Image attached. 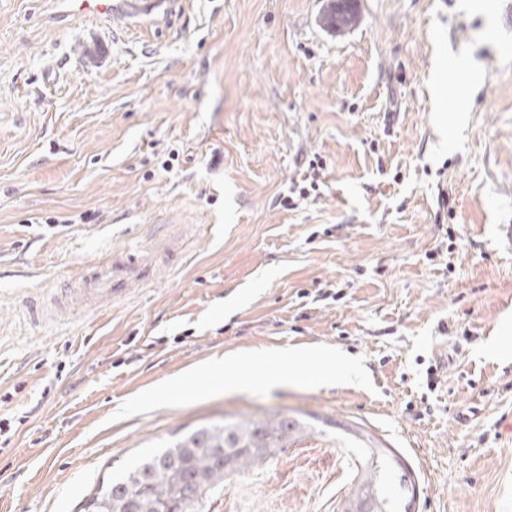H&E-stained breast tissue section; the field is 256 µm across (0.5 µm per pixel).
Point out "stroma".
<instances>
[{"label":"stroma","mask_w":512,"mask_h":512,"mask_svg":"<svg viewBox=\"0 0 512 512\" xmlns=\"http://www.w3.org/2000/svg\"><path fill=\"white\" fill-rule=\"evenodd\" d=\"M507 2L357 0L336 32L330 0L109 21L0 0V512H82L187 432L276 415L304 448L391 449L412 512H512ZM161 223L173 271L32 316ZM293 346L360 377L140 401Z\"/></svg>","instance_id":"obj_1"}]
</instances>
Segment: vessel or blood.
Segmentation results:
<instances>
[{
	"label": "vessel or blood",
	"mask_w": 512,
	"mask_h": 512,
	"mask_svg": "<svg viewBox=\"0 0 512 512\" xmlns=\"http://www.w3.org/2000/svg\"><path fill=\"white\" fill-rule=\"evenodd\" d=\"M65 7L73 15L109 19L125 13H149L156 10L157 5L155 0H66ZM155 236L154 259H146L137 249L106 253L101 260L86 265L78 278L68 280L50 296L53 310L65 314L80 306L106 308L111 306L113 297L124 293L129 280L135 279L144 285L153 283L157 262L165 260L169 254L163 243L165 231L157 230Z\"/></svg>",
	"instance_id": "1"
}]
</instances>
